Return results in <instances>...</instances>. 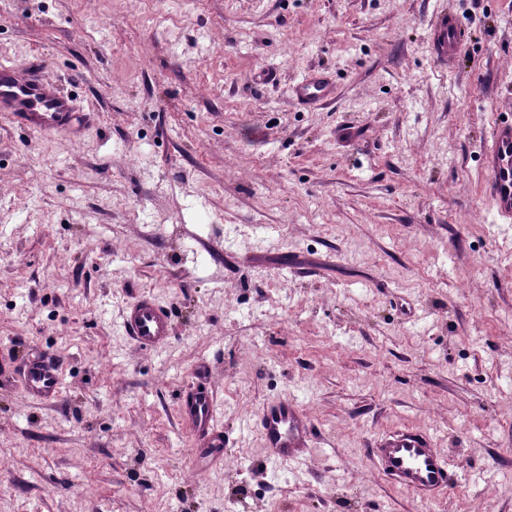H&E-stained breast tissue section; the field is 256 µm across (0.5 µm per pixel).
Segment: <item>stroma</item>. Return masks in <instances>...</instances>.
Listing matches in <instances>:
<instances>
[{
  "label": "stroma",
  "mask_w": 512,
  "mask_h": 512,
  "mask_svg": "<svg viewBox=\"0 0 512 512\" xmlns=\"http://www.w3.org/2000/svg\"><path fill=\"white\" fill-rule=\"evenodd\" d=\"M33 55L87 120L0 117V361L63 374L50 401L0 376V512H512V224L482 165L512 0H0V63ZM313 71L336 96L298 105ZM142 293L164 349L120 329ZM200 363L205 476L178 417ZM277 396L314 426L303 462L253 425ZM404 427L451 462L435 500L369 460ZM462 37L458 22L440 12L431 24L430 48L441 62L448 60V53L457 51ZM169 308L150 294H143L128 304L123 312L121 328L141 350L153 351L167 346L171 339ZM180 414L192 431L203 442L205 448H193L197 460L222 458L224 456V430L217 418V401L212 391L198 381L181 401Z\"/></svg>",
  "instance_id": "stroma-1"
}]
</instances>
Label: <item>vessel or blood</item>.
Here are the masks:
<instances>
[{"instance_id": "1", "label": "vessel or blood", "mask_w": 512, "mask_h": 512, "mask_svg": "<svg viewBox=\"0 0 512 512\" xmlns=\"http://www.w3.org/2000/svg\"><path fill=\"white\" fill-rule=\"evenodd\" d=\"M462 32L456 20L438 13L431 24L430 48L439 61H447L460 46ZM294 100L309 105L333 98L335 89L320 72L296 84ZM0 114L9 116L24 130L51 136L79 125L81 114L74 99L62 93L45 74V63L34 56L23 64L0 63ZM486 191L500 223H512V121L495 125L484 155ZM169 308L149 294L139 296L123 312L121 328L145 351L167 346L171 339ZM23 386L33 397L58 395L63 378L55 360L33 359L25 368ZM180 414L203 445L194 449L195 459H215L224 454V431L217 418V401L204 384H197L181 401ZM254 425L273 462L298 461L305 457L314 436L313 425L296 402L285 397L267 401ZM370 459L378 471L423 501L435 499L447 489L451 463L438 450L431 435L405 428L384 436Z\"/></svg>"}]
</instances>
